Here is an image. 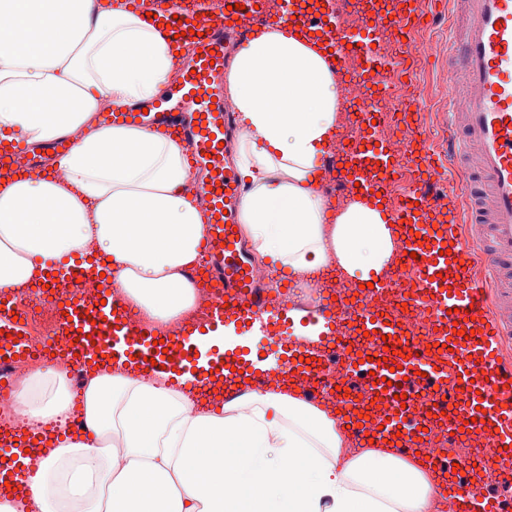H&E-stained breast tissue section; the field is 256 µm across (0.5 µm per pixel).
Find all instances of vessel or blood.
Instances as JSON below:
<instances>
[{
	"instance_id": "obj_1",
	"label": "vessel or blood",
	"mask_w": 512,
	"mask_h": 512,
	"mask_svg": "<svg viewBox=\"0 0 512 512\" xmlns=\"http://www.w3.org/2000/svg\"><path fill=\"white\" fill-rule=\"evenodd\" d=\"M229 9L222 18L208 16V0H201L197 23H175L181 14L179 0H140L141 12H151L168 27L167 37L175 47H190L192 57L182 66L173 87L145 101L144 111L134 106H114L98 113L99 126L131 125L175 137L186 150L191 169L203 171L198 185L206 217L204 250L209 257L203 277L223 288L227 305H215L204 326L193 325L185 335L174 337L169 349L156 344L155 332L144 331L127 316L117 292L107 293L104 304L79 300L67 305L68 334L60 354L77 358L79 364L99 363L103 355L122 350L136 364L155 359L158 366L184 372L195 347L190 337L213 335L231 324L241 332L251 326L263 334L290 318L286 309L272 308L252 282L253 268L244 258L242 237L237 230L244 197V181L234 163L236 116L224 104L226 38L244 42L262 31L256 18L258 0H225ZM326 0H288L289 29L299 30L312 44H323L335 60L347 53L362 56L369 70L363 92L392 76L389 62L373 48L369 22L390 25L407 33L402 44L405 58H415L420 23L439 0H375L367 24L353 33L331 30L325 18ZM448 12L456 20L449 27L448 52L453 59L449 73H461L464 89H451L448 97V156L456 160L460 190L443 192L447 166L436 159L431 135L419 126L406 131L408 146L415 155L418 179L392 206V221L406 241L407 252L400 261L411 271V296L420 312L429 314L433 326L430 342L445 344V351L420 352L395 317L382 314L378 292L384 280L359 290L357 326L366 332L363 350L367 362L338 376L337 385L355 388L366 383L368 396L376 397L384 419H360L346 415L349 425H361L376 444L391 441L397 452L412 454L421 448L423 430L413 424V406L438 393L442 402L431 414H443L449 431L462 438V425L483 448L485 459L497 465L498 483L512 486V352L505 342L512 338V0H448ZM371 114L358 113L363 127L358 146H341L334 158L344 167L336 179L350 195L369 197L378 193L386 204L394 183L397 163L386 144L377 143L370 124ZM76 141L67 133L36 151L18 137L0 136V179L45 170L49 151L69 150ZM425 244H418V237ZM450 253H443V246ZM12 303L0 302V330L15 340L1 352L4 357H26L29 350L17 336L25 332L14 321ZM398 350L405 359L392 369L385 355ZM305 337H296L288 347L290 362L286 379L300 393L315 385L311 357L320 356ZM261 374L248 353L213 351L209 367L194 380L195 386L221 390L224 397L239 391L243 379ZM484 420H477V412ZM51 436L43 431L16 433L0 430V447L43 454ZM22 462L0 461V497L15 487L17 497L29 491L15 477ZM454 512H502L490 492L483 466L466 465L465 475L452 492Z\"/></svg>"
}]
</instances>
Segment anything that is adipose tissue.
<instances>
[{"label": "adipose tissue", "instance_id": "obj_1", "mask_svg": "<svg viewBox=\"0 0 512 512\" xmlns=\"http://www.w3.org/2000/svg\"><path fill=\"white\" fill-rule=\"evenodd\" d=\"M173 49L139 11L97 0H0V132L31 143L88 127L101 98L155 96ZM242 125L237 161L250 188L240 224L260 258L299 275L337 265L380 279L395 252L388 213L358 199L336 216L315 187L319 155L339 137L342 90L320 52L274 27L248 41L224 76ZM52 177L0 191V290L73 256L96 257L146 322L193 305L184 276L204 217L183 191L184 148L134 127H106L59 156ZM171 373L123 368L83 385V433L27 474L30 500L0 512H430L442 481L389 448L349 452L329 411L284 387L196 410ZM65 370L34 372L14 393L44 425L70 412ZM128 460L116 469L109 447Z\"/></svg>", "mask_w": 512, "mask_h": 512}]
</instances>
